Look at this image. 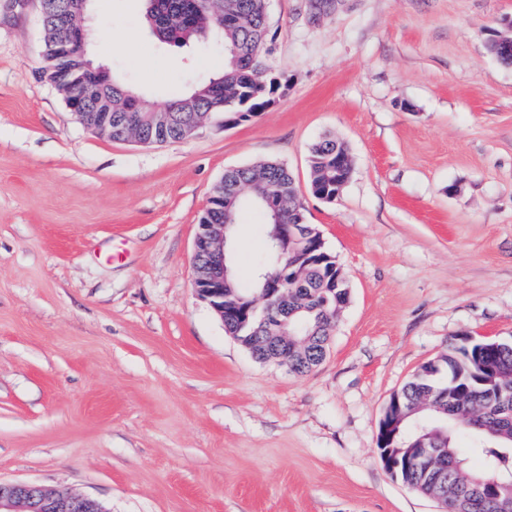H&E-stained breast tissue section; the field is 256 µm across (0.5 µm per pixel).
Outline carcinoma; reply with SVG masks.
<instances>
[{"instance_id": "cac0c4a2", "label": "carcinoma", "mask_w": 512, "mask_h": 512, "mask_svg": "<svg viewBox=\"0 0 512 512\" xmlns=\"http://www.w3.org/2000/svg\"><path fill=\"white\" fill-rule=\"evenodd\" d=\"M146 16L153 34L163 43L183 46L191 39L213 33L224 42L226 63L223 73L197 86L190 94L168 104L178 107L184 101L192 103L199 114L227 112L225 101L239 91L251 93L250 109L263 111L268 91L257 92L260 81L263 42L268 40V16L263 12L261 0H146ZM112 85V126L125 127L142 137L159 141L176 140L173 128H152L148 124L151 113L159 110L139 97L132 101L134 92L127 89L118 78L110 77ZM308 163L315 175L316 192L336 193V139L325 136L309 149ZM294 178L287 167L280 163L265 162L254 166L239 167L224 173V197L208 201L201 214L200 224H222L224 219L236 223L238 213L252 207L265 215V255L253 268L250 288H241L236 266L230 267L229 280L232 295L224 302L235 300L242 304L263 299V305L277 304L278 296L264 299L268 280L281 279V271L288 263L298 264L302 286L286 281L281 290L288 292V312L296 325L298 345L288 348V370L296 375H306L317 367L313 363L303 370L291 364L293 360H311L314 343L330 340L333 327L342 308L348 303L350 290L341 282L333 284L335 262L322 259L319 264H308L309 251L305 242L282 253L277 259L270 250L271 239L279 224H298L306 230L310 224L302 204L290 196ZM270 188L284 198L280 211L272 213L255 195V189ZM475 343L454 346L442 354L437 362L452 368L458 376L456 385H440L424 376L428 364H423L402 388L400 408L406 414L394 444L404 448L415 439L422 428L445 429L439 453L454 463L453 477L457 494L449 498L446 512H512V486L495 497L483 496L474 490L477 477L489 470L512 475V344L493 357L492 369L480 375L474 373L477 359ZM465 422L464 430L470 435L473 447L482 457V467L475 470L461 456L456 446L459 428L456 420ZM438 470H409L398 476L407 488L437 497L441 494L437 484Z\"/></svg>"}]
</instances>
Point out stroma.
<instances>
[{"label": "stroma", "mask_w": 512, "mask_h": 512, "mask_svg": "<svg viewBox=\"0 0 512 512\" xmlns=\"http://www.w3.org/2000/svg\"><path fill=\"white\" fill-rule=\"evenodd\" d=\"M283 85L251 120L144 146L85 129L44 70L40 0H0V481L108 512H439L377 454L393 393L450 342L512 336V0H268ZM91 59L155 105L222 73L159 43L142 0H91ZM344 142L334 202L308 150ZM277 161L351 283L326 360L257 361L194 288L226 170ZM240 211L233 258L264 241Z\"/></svg>", "instance_id": "1"}]
</instances>
